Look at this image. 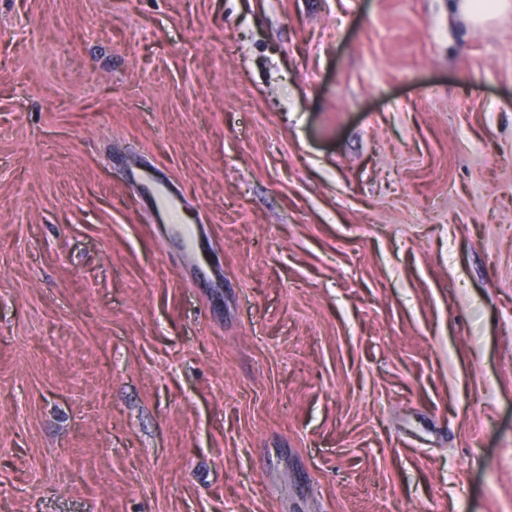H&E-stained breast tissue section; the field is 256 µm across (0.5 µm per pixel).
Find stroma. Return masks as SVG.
I'll use <instances>...</instances> for the list:
<instances>
[{
    "instance_id": "obj_1",
    "label": "stroma",
    "mask_w": 512,
    "mask_h": 512,
    "mask_svg": "<svg viewBox=\"0 0 512 512\" xmlns=\"http://www.w3.org/2000/svg\"><path fill=\"white\" fill-rule=\"evenodd\" d=\"M0 512H512V9L0 0ZM482 2H490L485 6ZM508 3L507 0H455L453 7L460 12L475 27H483L484 24L493 16L496 10Z\"/></svg>"
}]
</instances>
